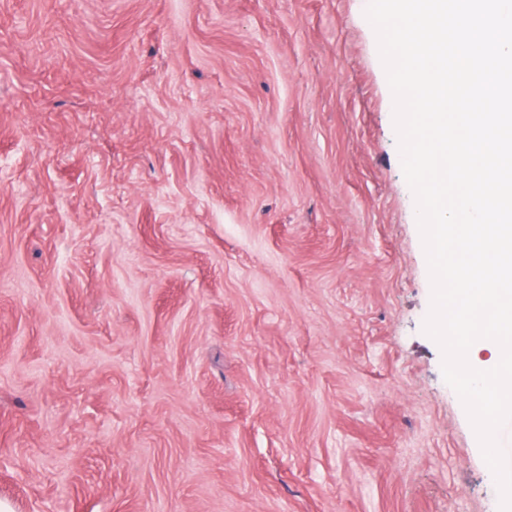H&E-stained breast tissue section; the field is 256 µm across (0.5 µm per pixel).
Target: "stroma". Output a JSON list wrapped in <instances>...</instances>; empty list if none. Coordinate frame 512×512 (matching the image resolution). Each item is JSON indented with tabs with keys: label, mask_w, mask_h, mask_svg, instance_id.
I'll list each match as a JSON object with an SVG mask.
<instances>
[{
	"label": "stroma",
	"mask_w": 512,
	"mask_h": 512,
	"mask_svg": "<svg viewBox=\"0 0 512 512\" xmlns=\"http://www.w3.org/2000/svg\"><path fill=\"white\" fill-rule=\"evenodd\" d=\"M367 0H0V501L499 512Z\"/></svg>",
	"instance_id": "1"
}]
</instances>
